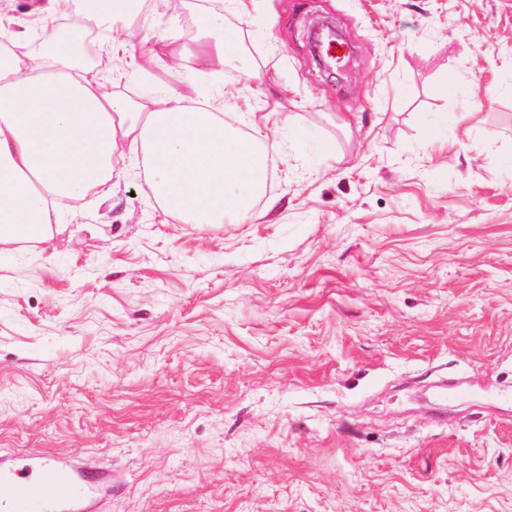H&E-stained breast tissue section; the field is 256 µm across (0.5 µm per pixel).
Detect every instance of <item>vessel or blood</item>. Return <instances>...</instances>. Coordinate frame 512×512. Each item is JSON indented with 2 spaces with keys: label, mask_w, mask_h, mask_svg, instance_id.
Wrapping results in <instances>:
<instances>
[{
  "label": "vessel or blood",
  "mask_w": 512,
  "mask_h": 512,
  "mask_svg": "<svg viewBox=\"0 0 512 512\" xmlns=\"http://www.w3.org/2000/svg\"><path fill=\"white\" fill-rule=\"evenodd\" d=\"M93 481L91 474L74 475L52 457L39 461L31 471L0 469V512H52L49 489L62 488L78 498Z\"/></svg>",
  "instance_id": "vessel-or-blood-1"
}]
</instances>
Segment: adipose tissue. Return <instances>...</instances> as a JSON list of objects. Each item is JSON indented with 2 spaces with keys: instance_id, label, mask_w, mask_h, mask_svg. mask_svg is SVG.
Returning a JSON list of instances; mask_svg holds the SVG:
<instances>
[{
  "instance_id": "ef3b65f1",
  "label": "adipose tissue",
  "mask_w": 512,
  "mask_h": 512,
  "mask_svg": "<svg viewBox=\"0 0 512 512\" xmlns=\"http://www.w3.org/2000/svg\"><path fill=\"white\" fill-rule=\"evenodd\" d=\"M63 0H37L41 49L0 6V250L46 241L60 199L107 200L121 145L141 156L145 190L170 223L247 218L265 189L273 151L262 134L225 125L218 107L173 92L118 104L76 52L61 53ZM137 0H85L73 32L95 26L123 48Z\"/></svg>"
}]
</instances>
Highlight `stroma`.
I'll list each match as a JSON object with an SVG mask.
<instances>
[{"label":"stroma","instance_id":"35a3bbf8","mask_svg":"<svg viewBox=\"0 0 512 512\" xmlns=\"http://www.w3.org/2000/svg\"><path fill=\"white\" fill-rule=\"evenodd\" d=\"M198 17L102 71L221 99L266 190L169 224L119 160L0 252V457L95 474L78 512H512V0H244L222 65ZM324 39L335 40L336 29L325 22L315 23L309 32V43L314 56L322 64V66L331 74L338 75L343 72L344 67L341 64L331 63L324 59L320 53V46ZM336 69V72H335Z\"/></svg>","mask_w":512,"mask_h":512}]
</instances>
